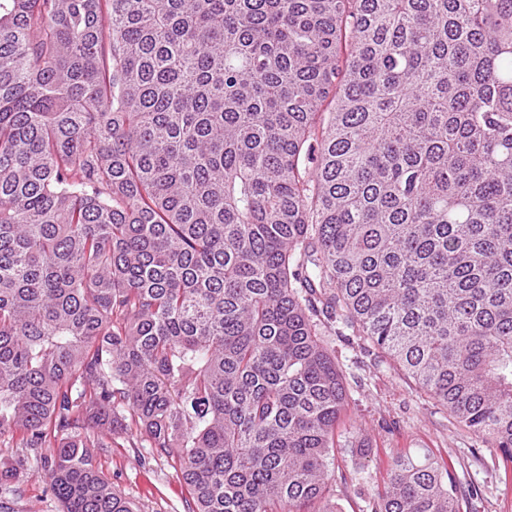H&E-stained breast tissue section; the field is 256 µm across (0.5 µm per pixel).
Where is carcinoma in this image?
Returning a JSON list of instances; mask_svg holds the SVG:
<instances>
[{"mask_svg": "<svg viewBox=\"0 0 512 512\" xmlns=\"http://www.w3.org/2000/svg\"><path fill=\"white\" fill-rule=\"evenodd\" d=\"M338 323L512 461V0H0V444L63 512H135L116 428L192 512H336ZM112 448H92L112 486L132 501L138 512H188L190 499L176 458L160 457L141 435L112 433Z\"/></svg>", "mask_w": 512, "mask_h": 512, "instance_id": "obj_1", "label": "carcinoma"}]
</instances>
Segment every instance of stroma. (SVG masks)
I'll list each match as a JSON object with an SVG mask.
<instances>
[{
    "label": "stroma",
    "mask_w": 512,
    "mask_h": 512,
    "mask_svg": "<svg viewBox=\"0 0 512 512\" xmlns=\"http://www.w3.org/2000/svg\"><path fill=\"white\" fill-rule=\"evenodd\" d=\"M348 405L335 451L337 512H369L383 486L386 456L453 465L461 512H512V463L477 441L447 411L434 406L392 362L380 360L356 337L330 336ZM37 448L0 447V512H62L38 470ZM93 455L115 489L138 512H188L175 458L158 456L148 441L122 431Z\"/></svg>",
    "instance_id": "35a3bbf8"
}]
</instances>
